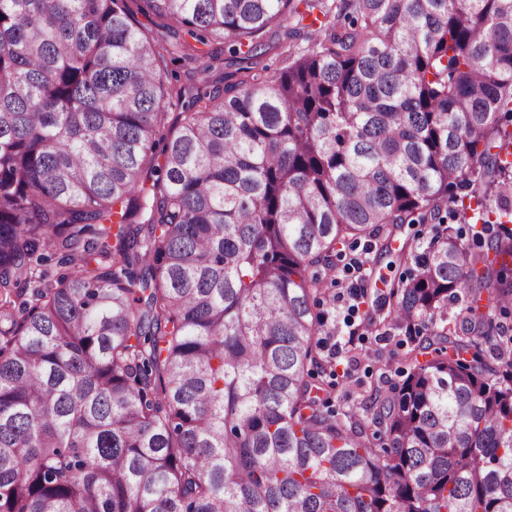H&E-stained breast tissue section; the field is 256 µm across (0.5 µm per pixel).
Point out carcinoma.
I'll use <instances>...</instances> for the list:
<instances>
[{"label":"carcinoma","mask_w":512,"mask_h":512,"mask_svg":"<svg viewBox=\"0 0 512 512\" xmlns=\"http://www.w3.org/2000/svg\"><path fill=\"white\" fill-rule=\"evenodd\" d=\"M510 122L512 0H0V512H512ZM405 224L408 370L338 414L336 255ZM328 310L329 316L327 319V331H329V336L331 337L330 342H334L333 344H330V347L328 348V345L326 343V349H327V358L331 361L333 360L336 362V358H338L341 354L340 347L337 345V342L334 341L335 336L337 334H345L347 329L343 324V316H344V309L340 302L335 301L330 306L325 307ZM340 332V333H339ZM329 336H324L327 339Z\"/></svg>","instance_id":"obj_1"}]
</instances>
